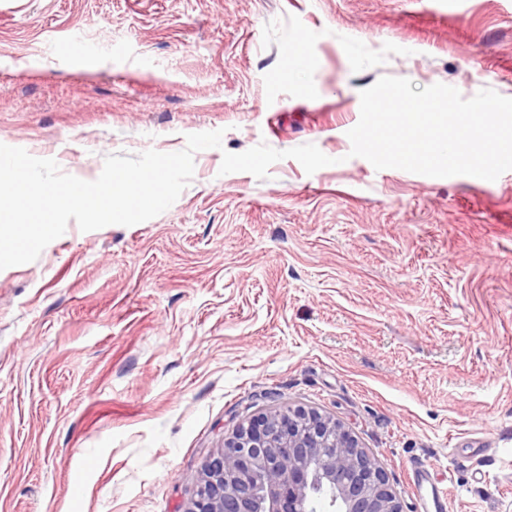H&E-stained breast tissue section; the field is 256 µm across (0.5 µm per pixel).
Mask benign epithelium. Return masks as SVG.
<instances>
[{"mask_svg": "<svg viewBox=\"0 0 512 512\" xmlns=\"http://www.w3.org/2000/svg\"><path fill=\"white\" fill-rule=\"evenodd\" d=\"M402 512L383 469L341 422L284 406L237 426L204 464L187 512Z\"/></svg>", "mask_w": 512, "mask_h": 512, "instance_id": "1", "label": "benign epithelium"}]
</instances>
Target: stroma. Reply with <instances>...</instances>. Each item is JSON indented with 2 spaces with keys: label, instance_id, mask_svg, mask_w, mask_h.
<instances>
[{
  "label": "stroma",
  "instance_id": "1",
  "mask_svg": "<svg viewBox=\"0 0 512 512\" xmlns=\"http://www.w3.org/2000/svg\"><path fill=\"white\" fill-rule=\"evenodd\" d=\"M384 76L512 98V0H0V143L93 180L224 132L163 213L0 270V512H187L284 404L352 430L403 512L417 463L448 512H512V171L350 157ZM261 143L334 163L220 174Z\"/></svg>",
  "mask_w": 512,
  "mask_h": 512
}]
</instances>
